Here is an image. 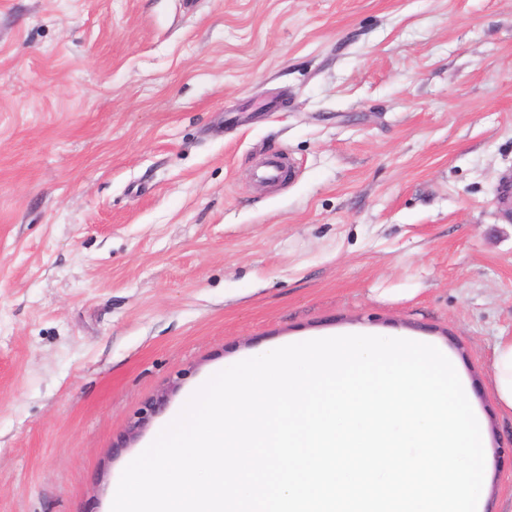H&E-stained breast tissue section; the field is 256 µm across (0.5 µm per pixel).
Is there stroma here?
I'll return each instance as SVG.
<instances>
[{"mask_svg":"<svg viewBox=\"0 0 512 512\" xmlns=\"http://www.w3.org/2000/svg\"><path fill=\"white\" fill-rule=\"evenodd\" d=\"M509 172L512 0H0V512H111L213 370L353 331L447 351L512 512ZM491 368L494 397L501 408L512 411V338L497 344Z\"/></svg>","mask_w":512,"mask_h":512,"instance_id":"stroma-1","label":"stroma"}]
</instances>
